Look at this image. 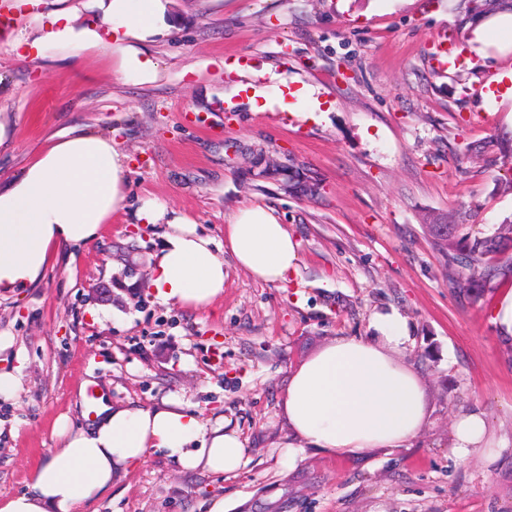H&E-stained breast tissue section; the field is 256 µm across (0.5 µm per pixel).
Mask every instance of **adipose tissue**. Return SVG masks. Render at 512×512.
<instances>
[{
	"label": "adipose tissue",
	"instance_id": "ef3b65f1",
	"mask_svg": "<svg viewBox=\"0 0 512 512\" xmlns=\"http://www.w3.org/2000/svg\"><path fill=\"white\" fill-rule=\"evenodd\" d=\"M172 0H86L94 19L76 10L36 14L35 30L14 40L25 61L79 63L97 53L112 62L117 81L149 85L160 74L150 47L169 33ZM466 43L481 59L512 55V7L478 16L465 28ZM128 156L105 135L80 127L55 134L11 181L0 184V294L31 287L61 245L80 249L95 239L126 198ZM136 217L166 227L156 253L151 287L166 304L202 310L224 294V258L195 217L146 199ZM224 243L236 265L255 280L287 287L298 274L296 238L274 209H239L224 226ZM367 339L339 336L297 365L284 407L290 439L282 458L295 466L306 448L345 458L368 448H400L426 421L419 379L402 353L410 340L397 311L375 314ZM93 430L57 426L61 447L51 449L27 491L0 501V512H81L138 465L149 450L163 451L184 470L238 473L248 463L237 431L208 426L181 401L163 398L152 408L104 406ZM458 456L491 451L483 411L454 421Z\"/></svg>",
	"mask_w": 512,
	"mask_h": 512
}]
</instances>
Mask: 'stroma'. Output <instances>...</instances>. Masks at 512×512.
Wrapping results in <instances>:
<instances>
[{
    "mask_svg": "<svg viewBox=\"0 0 512 512\" xmlns=\"http://www.w3.org/2000/svg\"><path fill=\"white\" fill-rule=\"evenodd\" d=\"M486 0H174V28L152 50L150 85H124L108 59L46 69L16 58L0 33V179L74 125L110 135L132 158L122 208L79 253L60 247L34 287L0 296V370L18 376L0 400V499L27 490L60 445L56 425L88 428L86 389L151 408L173 396L225 419L249 462L231 476L184 471L149 453L84 512H512V342L492 312L512 286V253L471 287L455 280L457 235L512 237V105L484 107L496 67L438 73L433 45L462 43ZM264 69L252 91L309 89L324 113L254 110L233 92L231 61ZM312 176L308 196L260 176L257 158ZM155 197L196 215L223 241L239 207L272 206L300 243L298 290L254 280L224 258V295L209 309L155 299L148 287L164 225L135 212ZM407 320L405 361L427 420L401 448L335 459L307 450L281 463L292 369L339 336L369 338L378 312ZM487 416L492 456L458 457L453 423Z\"/></svg>",
    "mask_w": 512,
    "mask_h": 512,
    "instance_id": "stroma-1",
    "label": "stroma"
}]
</instances>
